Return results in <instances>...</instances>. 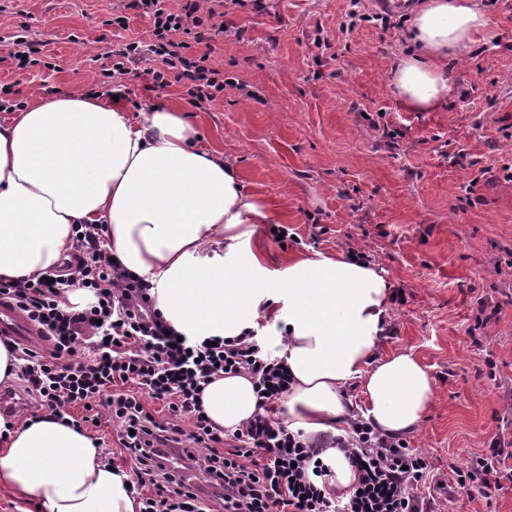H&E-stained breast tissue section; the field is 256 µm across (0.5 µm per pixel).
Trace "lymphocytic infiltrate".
Here are the masks:
<instances>
[{
	"label": "lymphocytic infiltrate",
	"instance_id": "lymphocytic-infiltrate-1",
	"mask_svg": "<svg viewBox=\"0 0 512 512\" xmlns=\"http://www.w3.org/2000/svg\"><path fill=\"white\" fill-rule=\"evenodd\" d=\"M224 0H185L172 11L165 0H120L109 26L129 30L147 19L148 40L113 43L110 68L96 83L109 84L141 66L152 86L180 85L198 109L222 97L224 72L209 46L224 33L218 23ZM86 291L90 302L70 303ZM6 296L38 327L48 353L16 348L30 406L82 431L108 412L117 440L136 466L129 484L139 512H433L431 462L407 439L387 436L360 414L344 435L309 438L282 422L291 377L281 359L265 353L256 332L232 339H179L157 316L141 282L113 262L105 227L81 224L67 262L48 276L0 282ZM254 380V415L233 432L215 426L201 395L215 378ZM166 416L156 419L150 404ZM79 406L83 415L74 416ZM341 449L355 480L341 492L322 453ZM503 451L478 456L457 469L459 488L491 494L490 473L512 482Z\"/></svg>",
	"mask_w": 512,
	"mask_h": 512
}]
</instances>
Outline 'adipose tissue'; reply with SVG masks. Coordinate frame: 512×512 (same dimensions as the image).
I'll list each match as a JSON object with an SVG mask.
<instances>
[{"label":"adipose tissue","mask_w":512,"mask_h":512,"mask_svg":"<svg viewBox=\"0 0 512 512\" xmlns=\"http://www.w3.org/2000/svg\"><path fill=\"white\" fill-rule=\"evenodd\" d=\"M489 25L476 0H422L404 32L409 51L392 71L402 102L426 112L444 101L447 61L471 53ZM198 141L176 110L135 122L117 102L76 94L0 119V279L59 265L76 225H106L109 249L150 284L178 333L233 338L262 319L284 323L277 342L291 374L289 430L336 433L348 414L343 395L355 387L363 417L381 433L416 431L434 379L414 354H377L392 299L381 269L317 253L268 275L263 254L244 245L260 205L243 194L236 166ZM202 401L209 419L232 431L254 414L257 395L249 378L224 376ZM127 481L87 434L45 413L0 442V489L42 512H138Z\"/></svg>","instance_id":"obj_1"}]
</instances>
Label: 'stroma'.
I'll use <instances>...</instances> for the list:
<instances>
[{
    "label": "stroma",
    "instance_id": "1",
    "mask_svg": "<svg viewBox=\"0 0 512 512\" xmlns=\"http://www.w3.org/2000/svg\"><path fill=\"white\" fill-rule=\"evenodd\" d=\"M490 19L474 51L448 63L451 93L431 112L407 108L386 78L407 45L390 26L351 23L353 0H226L213 42L224 95L204 109L180 86L156 92L123 76L125 109L177 108L202 146L234 162L242 191L265 207L250 245L268 273L291 256L354 247L394 298L379 354L413 352L435 381L410 434L441 484L435 512H512V484L492 497L460 489L454 468L512 443V0H478ZM111 0H0V85L31 103L84 94L110 67L103 25ZM44 43L55 71L18 75L16 35ZM400 129L397 137L388 130ZM287 227L285 244L267 233Z\"/></svg>",
    "mask_w": 512,
    "mask_h": 512
}]
</instances>
